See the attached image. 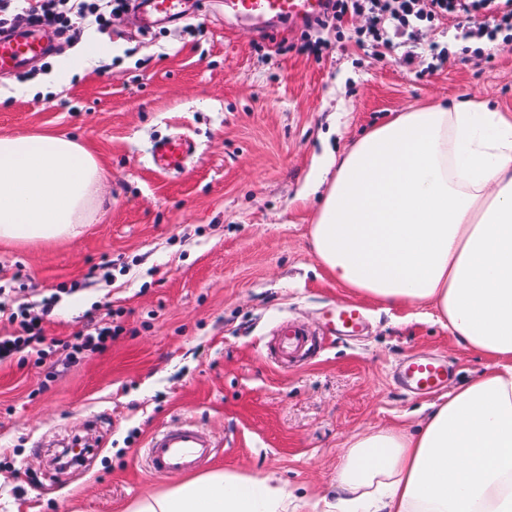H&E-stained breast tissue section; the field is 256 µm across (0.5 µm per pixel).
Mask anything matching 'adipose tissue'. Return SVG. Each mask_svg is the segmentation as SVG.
I'll return each instance as SVG.
<instances>
[{"label": "adipose tissue", "mask_w": 512, "mask_h": 512, "mask_svg": "<svg viewBox=\"0 0 512 512\" xmlns=\"http://www.w3.org/2000/svg\"><path fill=\"white\" fill-rule=\"evenodd\" d=\"M104 171L60 135H0V242L77 236ZM310 237L336 282L387 306L433 307L490 359L416 424L346 442L330 512H512V114L465 99L399 113L318 177ZM272 477L212 470L126 512H295Z\"/></svg>", "instance_id": "obj_1"}]
</instances>
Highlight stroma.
<instances>
[{"label":"stroma","instance_id":"35a3bbf8","mask_svg":"<svg viewBox=\"0 0 512 512\" xmlns=\"http://www.w3.org/2000/svg\"><path fill=\"white\" fill-rule=\"evenodd\" d=\"M363 24L349 14L335 28L259 29L224 0H195L188 17L147 30L131 2L104 29L68 13L42 57L0 76V135L72 136L107 174L105 212L78 237L0 244V301L54 341L43 360L0 364V512H124L183 482L152 474L144 450L184 422L215 446L203 471L272 476L319 500L334 494L351 436L439 400L400 382L408 357L444 360L452 389L485 371L432 307L388 309L327 274L308 186L326 151L399 113L462 97L512 113V43L465 37L447 16L387 49L358 43ZM309 36L327 41L322 55L301 52ZM88 37L111 43V60L42 91L54 60ZM175 135L192 152L166 172L153 150ZM343 302L363 308L356 334L330 320ZM110 325L105 352L69 359L72 336ZM287 325L307 343L284 354ZM78 437L87 455L58 468Z\"/></svg>","mask_w":512,"mask_h":512}]
</instances>
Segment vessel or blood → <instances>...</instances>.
Returning <instances> with one entry per match:
<instances>
[{"label": "vessel or blood", "mask_w": 512, "mask_h": 512, "mask_svg": "<svg viewBox=\"0 0 512 512\" xmlns=\"http://www.w3.org/2000/svg\"><path fill=\"white\" fill-rule=\"evenodd\" d=\"M138 3L151 20L177 21L186 13L185 0H138ZM225 7L235 17L262 27L275 19L308 20L322 16L326 0H225ZM42 50V43L34 34L1 35L0 72L21 68ZM190 149L186 139L174 137L156 146L153 161L161 169L177 170L183 167ZM362 320L363 314L355 304L343 305L335 314L336 329L343 333L357 330ZM402 379L415 391L432 392L447 385L448 366L434 358L409 361L402 369ZM213 454L211 441L189 424L158 431L145 451L149 468L159 475L194 471Z\"/></svg>", "instance_id": "vessel-or-blood-1"}]
</instances>
